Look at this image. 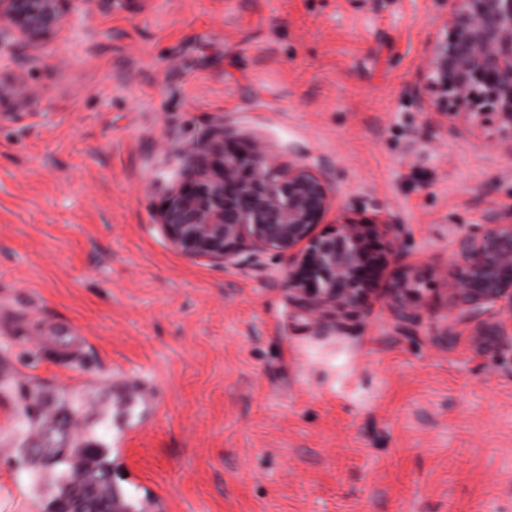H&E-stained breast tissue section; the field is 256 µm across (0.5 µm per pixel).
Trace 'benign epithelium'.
<instances>
[{"mask_svg": "<svg viewBox=\"0 0 512 512\" xmlns=\"http://www.w3.org/2000/svg\"><path fill=\"white\" fill-rule=\"evenodd\" d=\"M148 0H0V58L19 72L35 62L30 49L67 25L75 12H134ZM433 20L412 96L424 112L449 119L466 136L495 119L512 153V0H442ZM16 106L33 101L19 77L9 86ZM232 135L215 126L205 141L183 150L182 181L157 210L171 246L190 259L247 266L264 256L287 261L282 285L315 325L335 313L334 329L384 302L403 325L421 319L423 296L414 269L403 263L400 225L345 218L318 231L335 205L327 163L285 166L261 147L230 148ZM397 269L369 279L370 271ZM455 274L442 283L449 315L474 324L477 352H512V208L493 210L477 231L461 236Z\"/></svg>", "mask_w": 512, "mask_h": 512, "instance_id": "benign-epithelium-1", "label": "benign epithelium"}]
</instances>
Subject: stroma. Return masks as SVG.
Masks as SVG:
<instances>
[{"mask_svg":"<svg viewBox=\"0 0 512 512\" xmlns=\"http://www.w3.org/2000/svg\"><path fill=\"white\" fill-rule=\"evenodd\" d=\"M438 0H150L34 51L0 119V512H45L20 469L24 397L79 403L124 500L164 512H512V366L448 323L457 237L512 207L495 129L446 133L409 92ZM335 167L325 219L402 226L427 305L312 328L278 279L192 260L155 215L181 148Z\"/></svg>","mask_w":512,"mask_h":512,"instance_id":"1","label":"stroma"}]
</instances>
